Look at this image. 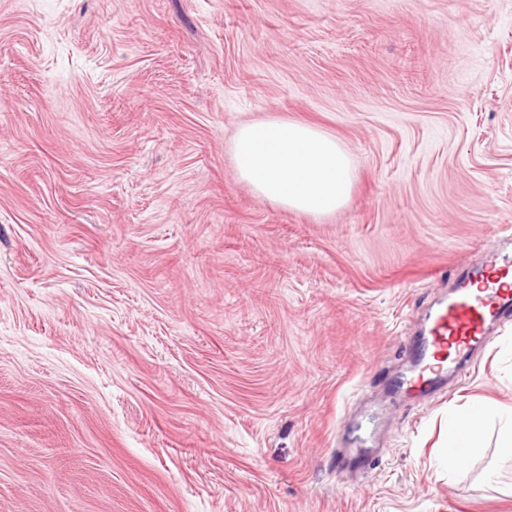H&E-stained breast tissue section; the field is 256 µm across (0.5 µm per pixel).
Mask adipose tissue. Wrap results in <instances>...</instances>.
Returning <instances> with one entry per match:
<instances>
[{
  "label": "adipose tissue",
  "mask_w": 512,
  "mask_h": 512,
  "mask_svg": "<svg viewBox=\"0 0 512 512\" xmlns=\"http://www.w3.org/2000/svg\"><path fill=\"white\" fill-rule=\"evenodd\" d=\"M239 177L261 197L313 215L336 211L353 186L349 154L313 126L259 120L240 126L233 142Z\"/></svg>",
  "instance_id": "adipose-tissue-1"
}]
</instances>
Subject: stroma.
Wrapping results in <instances>:
<instances>
[{"label":"stroma","instance_id":"35a3bbf8","mask_svg":"<svg viewBox=\"0 0 512 512\" xmlns=\"http://www.w3.org/2000/svg\"><path fill=\"white\" fill-rule=\"evenodd\" d=\"M266 119L342 143L347 205L238 177ZM505 225L512 0H0V512H512L498 420L447 466L512 325L381 396ZM486 411L484 409H475L468 412L462 411L457 413L450 421V426L454 428L457 434H464L466 443L462 447L453 448V453L462 458L459 460H453L451 454L448 451V466H460L462 465L468 456L469 451L472 448H476L478 444V437L480 434V424L484 421Z\"/></svg>","mask_w":512,"mask_h":512}]
</instances>
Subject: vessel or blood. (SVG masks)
I'll use <instances>...</instances> for the list:
<instances>
[{
    "label": "vessel or blood",
    "mask_w": 512,
    "mask_h": 512,
    "mask_svg": "<svg viewBox=\"0 0 512 512\" xmlns=\"http://www.w3.org/2000/svg\"><path fill=\"white\" fill-rule=\"evenodd\" d=\"M511 275L512 254L500 252L460 274L451 297L438 303L420 331L421 342L413 351L418 374L409 381L397 378L394 390L426 400L462 379L491 333L512 323Z\"/></svg>",
    "instance_id": "obj_1"
}]
</instances>
